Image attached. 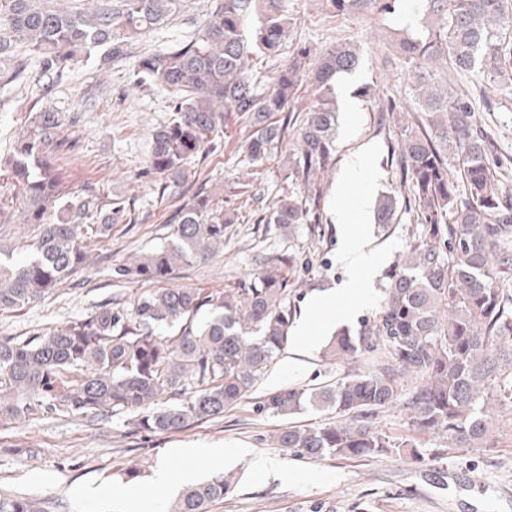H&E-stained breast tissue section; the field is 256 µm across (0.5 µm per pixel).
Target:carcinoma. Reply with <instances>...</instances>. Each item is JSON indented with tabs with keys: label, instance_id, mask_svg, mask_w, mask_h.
<instances>
[{
	"label": "carcinoma",
	"instance_id": "obj_1",
	"mask_svg": "<svg viewBox=\"0 0 512 512\" xmlns=\"http://www.w3.org/2000/svg\"><path fill=\"white\" fill-rule=\"evenodd\" d=\"M183 0H95L94 7L56 8L50 0H0V89L26 81L29 60L39 77L61 80L72 66L95 58L107 68L126 45L179 10ZM341 15L398 17L421 13L422 28L400 39V62L410 71L422 131L407 128L399 143L400 170L413 204L406 207L423 234L389 278L379 313L358 335L338 333L326 356L369 365L332 383L269 392L257 409L284 419L314 410L342 420L281 428L277 443L304 459L369 458L389 453L390 437L368 424L374 413L403 402L411 431L436 435L460 448L492 443L491 410L512 408V198L503 197L502 165L478 128L475 102L448 91L433 62L444 58L460 76L480 73L512 82V0H325ZM289 35L283 0H212L209 18L190 37L139 58L136 86L165 92L173 118L160 126L143 176L159 191L191 182L192 163L223 146L224 110L248 119L249 162L277 149L291 122L268 117L291 112L304 82L318 100L298 134L289 177L304 191L328 168L336 150L333 81L354 70L350 43L321 53L297 49L270 85L249 68L258 52L280 54ZM66 115L30 110L14 142L7 172L28 224L43 229L21 262L0 247V312L18 309L57 288L88 260L90 241L105 242L130 210L120 197L74 189L48 155L64 132ZM397 198L382 196L376 221L395 219ZM322 216L303 191H291L260 217L266 232L294 239L299 226ZM239 220L199 187L170 219V240L114 270L116 277L161 283L206 257ZM294 256L271 252L253 279L237 288H155L129 305L107 306L61 328L23 340H0V426L45 414L102 418L135 414L136 428L176 433L224 415L238 405L287 348L293 311L288 269ZM178 327L177 335H159ZM418 386L406 398L397 378ZM169 405H158L164 399ZM224 477L183 491L172 512H209L224 498ZM0 512H45L29 497L1 496Z\"/></svg>",
	"mask_w": 512,
	"mask_h": 512
}]
</instances>
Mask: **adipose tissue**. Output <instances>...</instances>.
Here are the masks:
<instances>
[{
  "mask_svg": "<svg viewBox=\"0 0 512 512\" xmlns=\"http://www.w3.org/2000/svg\"><path fill=\"white\" fill-rule=\"evenodd\" d=\"M372 153L371 145L365 144L346 155L343 160L337 179L339 193H346L349 188L355 186L359 187L360 193L356 208L349 209L345 205H338L336 222L339 225L357 223L370 203L367 185L372 176ZM339 261L353 275L352 280L345 283L342 290L347 292L355 290L358 286V276L369 272L375 261L374 252L367 238L359 233H349L339 252ZM337 293L333 290L322 293L307 304L302 319L290 330L297 353L307 354L316 348L315 328L332 327L337 320L341 319L342 314L337 309ZM178 454L185 462L178 474H171L167 468L161 467L153 472L147 484L126 483L113 488L110 497L112 512H130L131 508L140 504L147 495H162L163 491L174 488L178 483L182 485L194 483L200 474L201 467L220 469L230 457L224 449L219 447L182 448L179 449Z\"/></svg>",
  "mask_w": 512,
  "mask_h": 512,
  "instance_id": "1",
  "label": "adipose tissue"
}]
</instances>
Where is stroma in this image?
<instances>
[{
  "instance_id": "obj_1",
  "label": "stroma",
  "mask_w": 512,
  "mask_h": 512,
  "mask_svg": "<svg viewBox=\"0 0 512 512\" xmlns=\"http://www.w3.org/2000/svg\"><path fill=\"white\" fill-rule=\"evenodd\" d=\"M292 22L287 45L280 55L251 60L253 73L273 77L290 55L303 45L315 51L344 42L354 43L360 66L351 74L354 87L371 85L370 97L358 98L355 111L339 110L336 124L335 165L321 173L319 207L322 224L302 226L291 240L265 233L256 221L266 205L288 194L290 144H282L263 166L249 164L245 144L250 132L247 119L228 113L220 151L194 164L197 182L239 212V222L222 245L201 261L181 267L167 280L170 288L204 291L234 288L249 282L261 256L291 250L296 262L289 272L288 300L295 310L306 301L337 287L347 273L338 261L344 228L336 222L338 202L354 205L357 190L337 194L339 163L362 144L374 147L371 165L375 179L372 196L393 193L404 197L399 156L396 152L403 128L411 122L414 103L409 77L399 55L404 23L382 16L331 14L324 0H285ZM210 0H183L179 12L156 30L127 46V56L108 70L95 61L71 68L61 82L44 87L28 83L7 91L0 107V165L5 164L14 140L24 129L33 104L50 105L67 115V124L52 154L54 165L69 171L79 186H98L102 193L128 199L132 223L117 224L112 237L91 247L90 263L65 280L45 298L12 312L0 314V339H23L94 314L101 306L130 303L148 290L145 282L115 278L117 266L135 260L161 245L169 233L167 220L190 194L174 189L159 196L153 180L141 171L153 132L172 116L163 92L132 84L130 73L139 55L163 50L173 41L190 36L209 17ZM450 87L466 92L476 103V119L502 160L501 187L512 196V86L480 76L454 77ZM400 102L387 111L388 99ZM356 137H349V128ZM261 193L249 202L246 188ZM0 203L14 217L0 224V246L11 247L23 257L41 228L23 223L13 185L0 178ZM358 229L381 256L373 275L360 284L358 293L344 296L341 306L352 315L344 327L358 331L373 318L383 297L382 289L398 268L400 256L418 240L421 225L401 217L381 226L374 210H366ZM286 348L283 358L254 386L244 400L223 417L201 421L172 434L134 431L127 413L97 420L48 414L27 422L0 427V494L13 492L43 499L47 512H100L97 500L82 498L86 484H97L102 495L128 482L129 469L149 474L164 465L183 468L181 448H248L279 462L278 470L251 476L239 461L225 463L227 488L210 512H512V412L500 411L487 448H450L445 440L424 439L420 457L399 447L372 458L302 459L280 448L276 435L284 421L258 411L256 401L268 391L285 386H314L361 369V362L324 358L313 351L291 367Z\"/></svg>"
}]
</instances>
